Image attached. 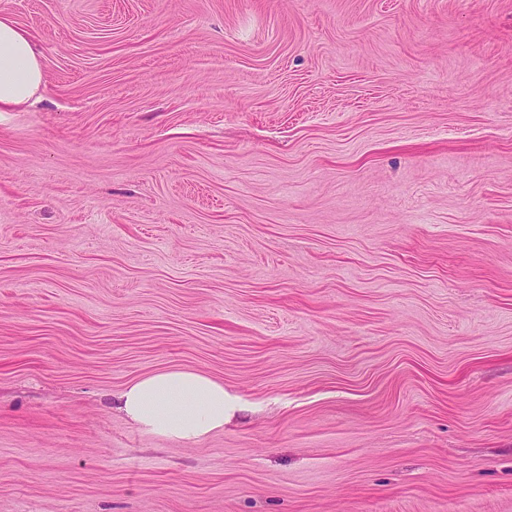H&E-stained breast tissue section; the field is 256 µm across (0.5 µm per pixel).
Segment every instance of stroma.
Wrapping results in <instances>:
<instances>
[{"label": "stroma", "instance_id": "stroma-1", "mask_svg": "<svg viewBox=\"0 0 512 512\" xmlns=\"http://www.w3.org/2000/svg\"><path fill=\"white\" fill-rule=\"evenodd\" d=\"M0 14V512H512V0ZM172 367L223 431L117 411ZM44 87L34 41L9 16L0 15V112L28 105ZM120 409L139 429L195 441L223 431L232 402L224 384L202 372L171 368L140 377L119 394Z\"/></svg>", "mask_w": 512, "mask_h": 512}]
</instances>
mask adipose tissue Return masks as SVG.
Listing matches in <instances>:
<instances>
[{
  "label": "adipose tissue",
  "instance_id": "ef3b65f1",
  "mask_svg": "<svg viewBox=\"0 0 512 512\" xmlns=\"http://www.w3.org/2000/svg\"><path fill=\"white\" fill-rule=\"evenodd\" d=\"M45 87L40 54L29 34L0 15V112L28 105ZM126 417L144 432L195 441L223 431L232 403L222 382L171 368L140 377L119 395Z\"/></svg>",
  "mask_w": 512,
  "mask_h": 512
}]
</instances>
